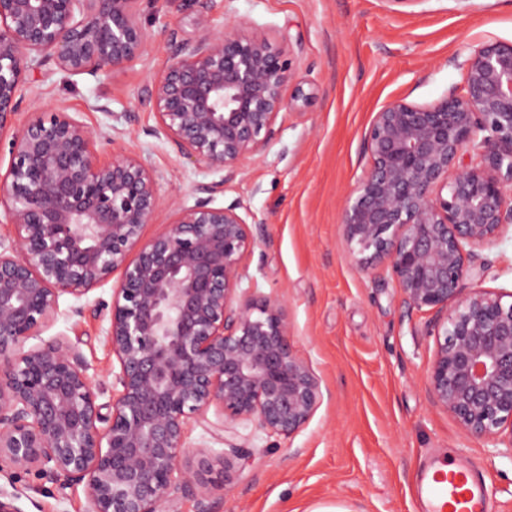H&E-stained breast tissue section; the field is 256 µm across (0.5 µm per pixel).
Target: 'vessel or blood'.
Segmentation results:
<instances>
[{
  "mask_svg": "<svg viewBox=\"0 0 512 512\" xmlns=\"http://www.w3.org/2000/svg\"><path fill=\"white\" fill-rule=\"evenodd\" d=\"M420 489L432 512H494L486 482L469 470H435L422 477Z\"/></svg>",
  "mask_w": 512,
  "mask_h": 512,
  "instance_id": "1",
  "label": "vessel or blood"
}]
</instances>
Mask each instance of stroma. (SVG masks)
<instances>
[{
  "instance_id": "35a3bbf8",
  "label": "stroma",
  "mask_w": 512,
  "mask_h": 512,
  "mask_svg": "<svg viewBox=\"0 0 512 512\" xmlns=\"http://www.w3.org/2000/svg\"><path fill=\"white\" fill-rule=\"evenodd\" d=\"M148 42L127 68L69 75L46 61L21 88L23 108L62 107L98 133L101 162L132 154L153 170L164 204L143 231L150 237L222 182L213 203L240 202L257 240L242 261L246 294L283 300L295 351L321 383L323 399L289 439L242 422L229 440L191 424V446H240L226 486L212 489L216 512H427L416 496L422 466L478 464L495 512H512V437L478 440L429 397L427 372L437 339L435 312L408 306L387 272L354 262L341 231L350 192L371 163L364 135L386 104L428 105L463 84L462 62L484 43H512V0H142ZM207 12L214 31L244 17L284 50L292 67L283 86L312 98L281 112L270 144L236 179L182 158L158 131L145 88L197 36ZM484 287L512 289V234L479 253ZM112 276L87 295L62 296L43 339L67 335L112 398L108 322ZM23 512H87L84 487L58 490L22 476Z\"/></svg>"
}]
</instances>
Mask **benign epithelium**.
I'll return each instance as SVG.
<instances>
[{
	"mask_svg": "<svg viewBox=\"0 0 512 512\" xmlns=\"http://www.w3.org/2000/svg\"><path fill=\"white\" fill-rule=\"evenodd\" d=\"M141 0H0V474L84 485L89 512H215L214 466L239 458L187 446L191 423L216 439L241 421L291 438L322 390L292 348L280 300L238 291L256 244L240 204L200 199L151 238L164 203L138 157L99 161L97 133L63 108L22 115L29 71L52 60L72 75L121 70L145 51ZM180 45L146 91L177 152L224 171L212 195L274 137L278 114L311 94H282L290 59L238 19ZM464 93L430 105L395 100L365 134L371 164L341 229L364 270L390 272L405 302L444 314L428 370L432 402L474 438L512 429V292L481 286L476 250L512 224V44L462 63ZM122 270L105 343L116 392L99 402L90 365L66 336L41 334L60 298ZM469 291H464V288ZM215 411L216 421L207 418ZM23 490L0 488V512H23Z\"/></svg>",
	"mask_w": 512,
	"mask_h": 512,
	"instance_id": "7a95c632",
	"label": "benign epithelium"
}]
</instances>
